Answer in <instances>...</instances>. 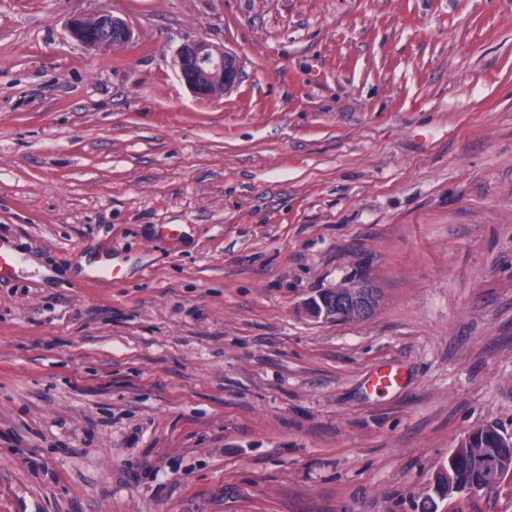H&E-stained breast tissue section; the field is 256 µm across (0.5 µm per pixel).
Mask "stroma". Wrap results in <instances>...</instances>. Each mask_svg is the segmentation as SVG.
<instances>
[{"instance_id": "35a3bbf8", "label": "stroma", "mask_w": 512, "mask_h": 512, "mask_svg": "<svg viewBox=\"0 0 512 512\" xmlns=\"http://www.w3.org/2000/svg\"><path fill=\"white\" fill-rule=\"evenodd\" d=\"M0 241V512H512L433 483L512 433V0H0ZM68 30L77 42L102 51H121L133 37L128 21L110 11L75 15L69 21ZM173 66L190 92L202 99H220L241 77L237 55L204 39L182 42ZM347 288L349 289H332L311 298L307 303L309 315L325 321L339 320L344 314L359 321L371 318L381 302L379 288L369 279L359 280ZM330 298H336L340 302L336 314L330 311Z\"/></svg>"}]
</instances>
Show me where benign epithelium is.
I'll return each mask as SVG.
<instances>
[{"mask_svg":"<svg viewBox=\"0 0 512 512\" xmlns=\"http://www.w3.org/2000/svg\"><path fill=\"white\" fill-rule=\"evenodd\" d=\"M68 30L77 42L96 50L118 52L132 41L127 20L110 11L78 14L71 18ZM173 66L190 92L202 99H219L240 80L241 65L236 54L204 39H187L174 54ZM379 288L362 279L349 289H332L309 300L307 310L314 319L338 320L348 316L363 321L379 308Z\"/></svg>","mask_w":512,"mask_h":512,"instance_id":"benign-epithelium-1","label":"benign epithelium"}]
</instances>
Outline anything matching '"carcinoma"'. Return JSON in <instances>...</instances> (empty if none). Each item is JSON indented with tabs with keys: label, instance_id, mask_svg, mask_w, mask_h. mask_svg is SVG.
Instances as JSON below:
<instances>
[{
	"label": "carcinoma",
	"instance_id": "1",
	"mask_svg": "<svg viewBox=\"0 0 512 512\" xmlns=\"http://www.w3.org/2000/svg\"><path fill=\"white\" fill-rule=\"evenodd\" d=\"M492 459L502 476L512 473V435L496 422L486 424L471 443H461L448 456V464L435 476V492L451 497L461 487L486 481L485 462Z\"/></svg>",
	"mask_w": 512,
	"mask_h": 512
}]
</instances>
